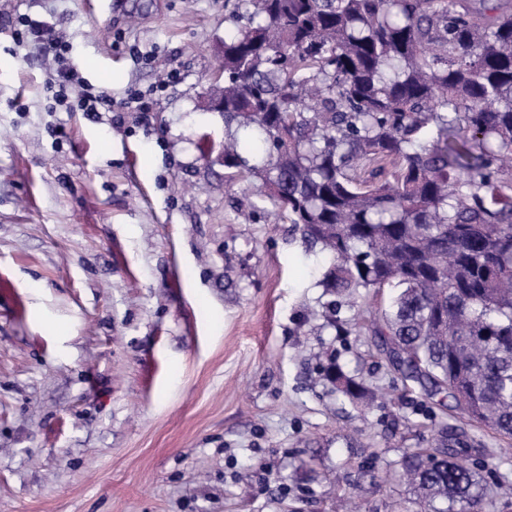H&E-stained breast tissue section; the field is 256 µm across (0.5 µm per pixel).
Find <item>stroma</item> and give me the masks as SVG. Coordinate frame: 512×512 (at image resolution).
Returning <instances> with one entry per match:
<instances>
[{"mask_svg": "<svg viewBox=\"0 0 512 512\" xmlns=\"http://www.w3.org/2000/svg\"><path fill=\"white\" fill-rule=\"evenodd\" d=\"M234 3L0 0V512H400L404 449L461 422L378 337L310 319L324 254L207 161ZM24 15L114 101L164 85L152 111H47ZM321 378L329 382L345 398L353 402L369 401V393L362 383L344 372L343 368L333 362L327 367Z\"/></svg>", "mask_w": 512, "mask_h": 512, "instance_id": "stroma-1", "label": "stroma"}]
</instances>
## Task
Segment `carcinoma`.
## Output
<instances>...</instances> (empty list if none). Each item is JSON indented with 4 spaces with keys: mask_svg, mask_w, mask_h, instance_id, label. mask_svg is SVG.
I'll return each mask as SVG.
<instances>
[{
    "mask_svg": "<svg viewBox=\"0 0 512 512\" xmlns=\"http://www.w3.org/2000/svg\"><path fill=\"white\" fill-rule=\"evenodd\" d=\"M224 33V144L326 254L318 286L363 307L403 388L512 438V5L240 0ZM345 398L362 383L333 362ZM403 453L404 512H498L460 426Z\"/></svg>",
    "mask_w": 512,
    "mask_h": 512,
    "instance_id": "1",
    "label": "carcinoma"
}]
</instances>
